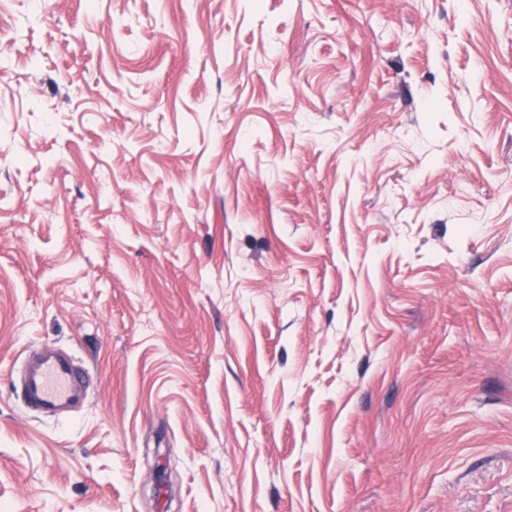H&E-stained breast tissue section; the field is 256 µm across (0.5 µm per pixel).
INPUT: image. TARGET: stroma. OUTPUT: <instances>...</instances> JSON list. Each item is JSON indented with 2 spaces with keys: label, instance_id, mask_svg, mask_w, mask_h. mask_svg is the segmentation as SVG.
<instances>
[{
  "label": "stroma",
  "instance_id": "obj_1",
  "mask_svg": "<svg viewBox=\"0 0 512 512\" xmlns=\"http://www.w3.org/2000/svg\"><path fill=\"white\" fill-rule=\"evenodd\" d=\"M0 54V512H512V0H0ZM20 393L27 409L40 413H61L89 398V372L72 356L46 347L26 362Z\"/></svg>",
  "mask_w": 512,
  "mask_h": 512
}]
</instances>
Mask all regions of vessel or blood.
Listing matches in <instances>:
<instances>
[{
	"label": "vessel or blood",
	"instance_id": "1",
	"mask_svg": "<svg viewBox=\"0 0 512 512\" xmlns=\"http://www.w3.org/2000/svg\"><path fill=\"white\" fill-rule=\"evenodd\" d=\"M20 393L31 411L61 413L88 400L89 372L72 356L48 347L27 360Z\"/></svg>",
	"mask_w": 512,
	"mask_h": 512
}]
</instances>
